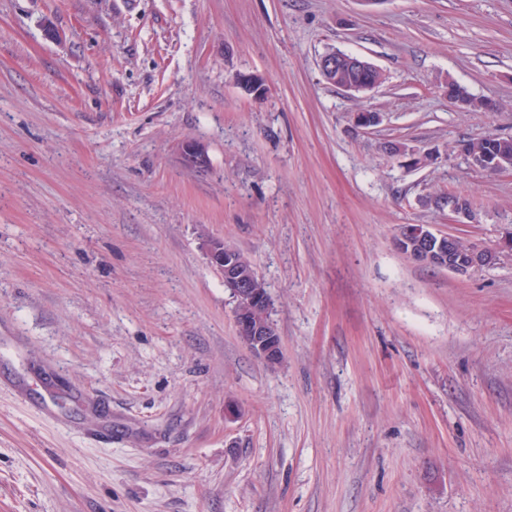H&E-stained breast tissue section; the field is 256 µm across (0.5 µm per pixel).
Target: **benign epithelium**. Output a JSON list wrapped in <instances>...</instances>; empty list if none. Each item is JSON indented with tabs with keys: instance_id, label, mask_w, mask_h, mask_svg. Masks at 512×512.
I'll list each match as a JSON object with an SVG mask.
<instances>
[{
	"instance_id": "obj_1",
	"label": "benign epithelium",
	"mask_w": 512,
	"mask_h": 512,
	"mask_svg": "<svg viewBox=\"0 0 512 512\" xmlns=\"http://www.w3.org/2000/svg\"><path fill=\"white\" fill-rule=\"evenodd\" d=\"M375 65L363 57L332 50L321 56L319 70L327 81L342 74L346 75L341 89L349 94H357L376 87L373 82L362 83L356 76ZM184 161L194 167H204L208 157L199 145L188 142L183 148ZM458 237L438 233L428 234L416 240L409 238L408 231L399 229L397 243L408 250L416 262L442 268L457 275H467L497 260L499 249L489 248L478 243H467L464 255L457 256ZM209 263L224 278V285L236 299L235 322L238 333L248 338L253 353L270 366L280 364L283 350L280 337L272 330L270 318L271 300L263 289L255 286L243 269V258L225 249L224 241L207 238L203 243Z\"/></svg>"
}]
</instances>
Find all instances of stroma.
<instances>
[{
  "instance_id": "obj_1",
  "label": "stroma",
  "mask_w": 512,
  "mask_h": 512,
  "mask_svg": "<svg viewBox=\"0 0 512 512\" xmlns=\"http://www.w3.org/2000/svg\"><path fill=\"white\" fill-rule=\"evenodd\" d=\"M332 50L384 82L326 83ZM491 133L512 0H0V512H512V254L394 246L512 235V172L459 150ZM207 237L265 282L279 365ZM319 70L326 81L336 80V76L347 75L344 85L340 87L349 94H357L371 90L377 86L376 83H362L356 80V75L367 70L378 68L363 57L348 54L341 51L332 50L321 56L319 61ZM400 226L396 242L401 249H407L409 256L416 262L428 264L448 270V272L457 275H467L474 270H478L485 265H492L499 257L500 249L507 248L512 251V240L509 238L503 242L499 248H489L478 243H467L464 255L458 257L456 254V242L459 237L452 235H443L438 233L428 234L416 240L409 238L408 230ZM447 239L448 247L442 242ZM437 239V242H435ZM461 248H465L463 242L458 241Z\"/></svg>"
}]
</instances>
